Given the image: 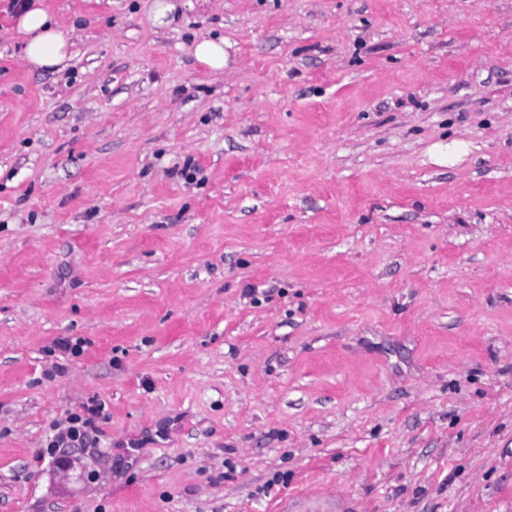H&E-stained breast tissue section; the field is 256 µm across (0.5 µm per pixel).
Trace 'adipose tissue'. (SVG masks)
Instances as JSON below:
<instances>
[{
	"instance_id": "obj_1",
	"label": "adipose tissue",
	"mask_w": 512,
	"mask_h": 512,
	"mask_svg": "<svg viewBox=\"0 0 512 512\" xmlns=\"http://www.w3.org/2000/svg\"><path fill=\"white\" fill-rule=\"evenodd\" d=\"M14 32L24 42V59L35 69L64 70L71 58L69 40L41 0H25Z\"/></svg>"
}]
</instances>
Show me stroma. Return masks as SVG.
I'll list each match as a JSON object with an SVG mask.
<instances>
[{"instance_id":"35a3bbf8","label":"stroma","mask_w":512,"mask_h":512,"mask_svg":"<svg viewBox=\"0 0 512 512\" xmlns=\"http://www.w3.org/2000/svg\"><path fill=\"white\" fill-rule=\"evenodd\" d=\"M8 3L0 512H512V0ZM14 33L24 42V59L34 69L64 70L71 59L68 37L43 8L42 0H25ZM196 59L214 71L224 69V42L214 39L203 38L199 40L194 48ZM102 404L92 401L91 405H84L82 414H71L67 419V426L62 429L47 448L51 454L55 448L70 447L81 444L89 434V430L97 431L96 419H99L103 410Z\"/></svg>"}]
</instances>
